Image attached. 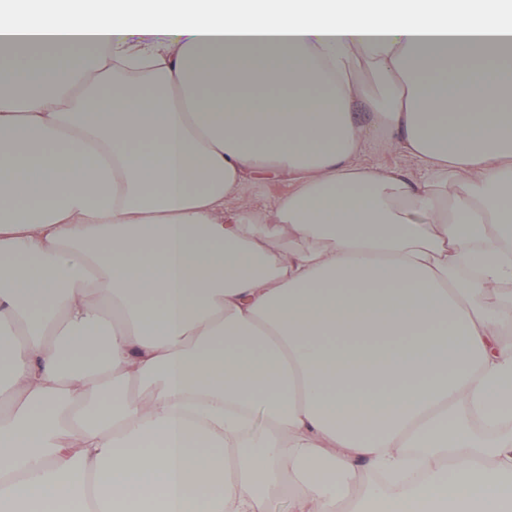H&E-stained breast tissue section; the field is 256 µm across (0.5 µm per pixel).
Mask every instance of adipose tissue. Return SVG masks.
<instances>
[{
	"instance_id": "1",
	"label": "adipose tissue",
	"mask_w": 512,
	"mask_h": 512,
	"mask_svg": "<svg viewBox=\"0 0 512 512\" xmlns=\"http://www.w3.org/2000/svg\"><path fill=\"white\" fill-rule=\"evenodd\" d=\"M511 240L512 0H0V512H512ZM361 162L372 167H410L417 175L422 176L419 164L408 156L397 151H386L372 146L361 157ZM287 193V181H253L243 187L239 196L231 202V206H241L250 210L265 208Z\"/></svg>"
}]
</instances>
